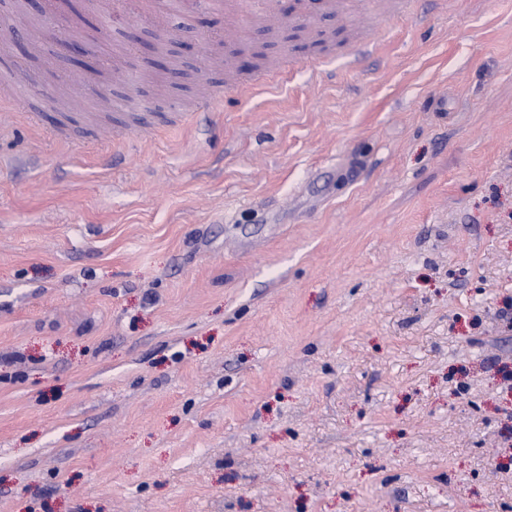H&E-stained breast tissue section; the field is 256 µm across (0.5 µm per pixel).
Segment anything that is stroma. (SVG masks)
Returning <instances> with one entry per match:
<instances>
[{
  "label": "stroma",
  "mask_w": 512,
  "mask_h": 512,
  "mask_svg": "<svg viewBox=\"0 0 512 512\" xmlns=\"http://www.w3.org/2000/svg\"><path fill=\"white\" fill-rule=\"evenodd\" d=\"M361 2L0 0V512H512V0Z\"/></svg>",
  "instance_id": "stroma-1"
}]
</instances>
